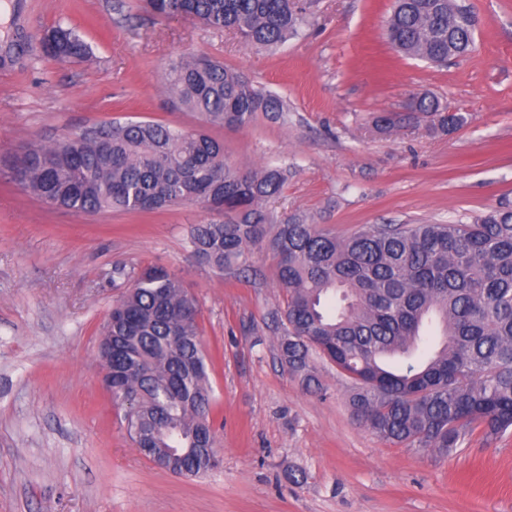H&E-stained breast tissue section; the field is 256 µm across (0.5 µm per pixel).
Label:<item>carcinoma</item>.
<instances>
[{"instance_id":"1","label":"carcinoma","mask_w":512,"mask_h":512,"mask_svg":"<svg viewBox=\"0 0 512 512\" xmlns=\"http://www.w3.org/2000/svg\"><path fill=\"white\" fill-rule=\"evenodd\" d=\"M160 16H189L236 33L248 46L275 49L298 36L300 0H147ZM386 36L405 56L443 64L473 51L475 23L462 0H394ZM41 54L75 62L89 54L71 28L39 38ZM174 104L206 123L241 128L259 112L281 117V96L206 57L165 66ZM427 121L442 131L469 121L430 96L406 112L375 117L388 133ZM0 176L75 214L150 212L185 203L224 208V220L196 224L197 261L221 271L245 262L264 240L286 292L278 339L282 360L308 383L314 357L352 383L355 420L380 439L447 451L478 427L486 438L512 431V204L471 222L376 224L340 237L293 214L278 221L263 204L278 195L288 168L242 171L202 130L157 121H114L48 143L31 142ZM166 268L145 266L112 307V401L133 400L129 433L151 437L139 451L154 463L175 449L179 470L210 471L194 452L208 425L209 383L197 309Z\"/></svg>"}]
</instances>
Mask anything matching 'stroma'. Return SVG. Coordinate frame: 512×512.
Listing matches in <instances>:
<instances>
[{
	"label": "stroma",
	"instance_id": "stroma-1",
	"mask_svg": "<svg viewBox=\"0 0 512 512\" xmlns=\"http://www.w3.org/2000/svg\"><path fill=\"white\" fill-rule=\"evenodd\" d=\"M476 48L435 66L386 38L393 0H313L310 27L273 51L145 0H0V159L110 121L206 129L244 169L284 165L275 218L309 216L340 236L377 224L472 218L512 199V0H467ZM76 27L87 58L58 63L37 41ZM207 55L287 100L275 120L204 125L175 108L168 59ZM429 94L469 122L374 132L383 112ZM198 203L77 215L0 182V512H512V432H474L442 454L383 442L356 424L352 387L316 360L304 389L279 359L285 293L265 245L219 272L197 263ZM158 265L197 303L221 465L158 469L102 384L98 345L132 273ZM125 276L112 278L114 267Z\"/></svg>",
	"mask_w": 512,
	"mask_h": 512
}]
</instances>
